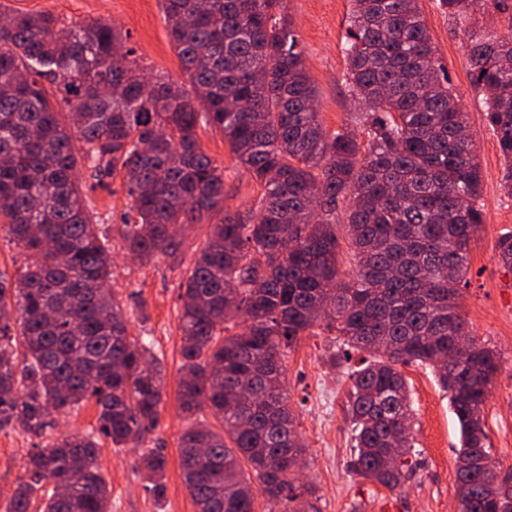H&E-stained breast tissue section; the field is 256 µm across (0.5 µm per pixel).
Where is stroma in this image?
<instances>
[{"label":"stroma","instance_id":"stroma-1","mask_svg":"<svg viewBox=\"0 0 512 512\" xmlns=\"http://www.w3.org/2000/svg\"><path fill=\"white\" fill-rule=\"evenodd\" d=\"M436 49V61L461 97L477 160L482 171L479 206L483 224L470 246L469 266L461 289L459 310L469 331L497 350L499 370L484 406L487 443L501 474H512V271L498 261L499 238L512 233V195L504 187V159L486 116L483 97L471 84L467 54L468 29L449 17L439 0H418ZM289 17L304 49L306 68L318 90L317 109L324 126L363 128L367 113L346 84L342 45L349 27L351 0H287ZM48 12L64 22L103 18L127 37L141 68L187 84L172 48L160 0H0V14ZM203 151L224 168V205L255 211L261 189L238 163L222 133L199 129ZM78 177L88 203L103 226L122 223L129 199L122 174L97 184L89 170ZM209 225L179 231L176 256L139 261L110 240V287L124 307L133 337H150L162 364L159 424L129 448L102 441L100 465L111 492L112 512H196L180 469L179 441L191 421L177 399L181 333L178 329L180 285L203 246ZM348 361L331 365L332 354ZM361 352L347 351L325 325L300 336L284 358L289 403L305 444L302 473L316 491L310 512H457L456 452L459 430L449 400L430 370L416 363L403 366L414 410L412 436L417 465L403 485L390 491L352 473L348 462L352 431L348 397L349 374ZM38 439L16 430L0 431V505L11 495L23 473L28 450ZM154 451L166 460L163 497H155L138 465Z\"/></svg>","mask_w":512,"mask_h":512}]
</instances>
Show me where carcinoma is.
I'll use <instances>...</instances> for the list:
<instances>
[{
	"label": "carcinoma",
	"instance_id": "obj_1",
	"mask_svg": "<svg viewBox=\"0 0 512 512\" xmlns=\"http://www.w3.org/2000/svg\"><path fill=\"white\" fill-rule=\"evenodd\" d=\"M190 88L149 79L105 19L62 23L16 14L0 24V233L27 263L0 273V430L40 436L51 412L96 399L97 429L28 451L4 512H112L100 440L125 448L154 427L159 359L129 335L107 288L110 246L77 180L123 173L133 215L117 233L142 261L173 257L174 226L211 225L185 283L179 407L204 408L182 434L184 482L200 512H307L313 486L288 458L305 452L283 380L285 350L318 322L370 358L352 371L349 468L392 491L413 470L409 388L398 365L434 372L460 425V512H512V476L482 470L484 423L497 353L458 312L472 237L482 224L481 172L460 96L439 79L417 0H352L344 51L368 140L330 132L316 111L286 0H162ZM454 18L502 16L512 0H439ZM472 83L504 157L512 194V40L468 34ZM221 131L262 188L258 217L224 209V169L197 128ZM356 277L338 274V201ZM512 269V233L498 242ZM21 319L14 334V318ZM245 328L224 335L228 323ZM155 496L165 459H141ZM51 491H44L47 483Z\"/></svg>",
	"mask_w": 512,
	"mask_h": 512
}]
</instances>
